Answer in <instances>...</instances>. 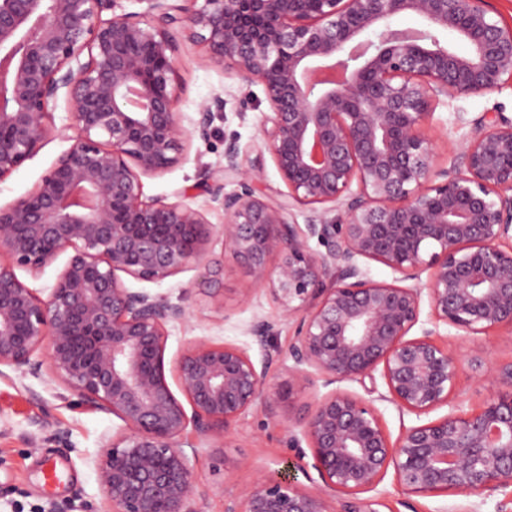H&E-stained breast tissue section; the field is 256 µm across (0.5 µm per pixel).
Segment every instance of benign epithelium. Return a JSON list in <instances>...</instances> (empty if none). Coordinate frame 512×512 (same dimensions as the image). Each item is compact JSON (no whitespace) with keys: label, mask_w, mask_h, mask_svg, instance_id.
Here are the masks:
<instances>
[{"label":"benign epithelium","mask_w":512,"mask_h":512,"mask_svg":"<svg viewBox=\"0 0 512 512\" xmlns=\"http://www.w3.org/2000/svg\"><path fill=\"white\" fill-rule=\"evenodd\" d=\"M116 2L0 0V181L57 132L58 97L77 129L35 187L0 206V368L37 375L47 364L78 404L124 423L97 461L103 512H201L190 454L317 382L327 392L288 422V444L303 456L306 443L324 491L281 472L224 512H378L368 493L390 469L415 496L511 486L512 360L487 368L471 351L472 369L511 392L468 409L452 397L459 356L435 336L442 325L512 328V117L458 113L468 131L446 168L425 124L448 96L512 85V26L490 0H144L142 14L102 19ZM405 15L421 27L392 28ZM178 29L204 45L203 65L263 86L261 136L288 189L267 199L262 169L230 140L224 167L198 185L224 214L218 229L184 194L142 199L141 177L178 165L222 104L184 126ZM296 206L316 216L301 226ZM216 233L251 277L245 296L267 291L294 325L292 364L285 386L269 376L272 358L196 338L175 365L186 407L166 349L191 291L172 303L123 276L161 282L195 268L198 286L215 289ZM311 238L327 251H311ZM64 252L44 298L16 273ZM361 260L393 281L369 278ZM272 329L258 317L249 333L263 349ZM377 374L399 412H448L391 438L371 401L337 387Z\"/></svg>","instance_id":"7a95c632"}]
</instances>
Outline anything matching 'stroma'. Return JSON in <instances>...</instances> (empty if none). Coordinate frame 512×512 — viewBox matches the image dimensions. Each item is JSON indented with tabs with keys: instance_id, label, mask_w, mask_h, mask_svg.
Here are the masks:
<instances>
[{
	"instance_id": "obj_1",
	"label": "stroma",
	"mask_w": 512,
	"mask_h": 512,
	"mask_svg": "<svg viewBox=\"0 0 512 512\" xmlns=\"http://www.w3.org/2000/svg\"><path fill=\"white\" fill-rule=\"evenodd\" d=\"M179 40L178 110L184 125L198 118L199 109L221 98L222 108L214 115L210 141L194 140L176 167L157 176L143 178L144 198L190 193L193 207L202 210L214 225L224 222L222 211L215 209L206 194L197 188L199 172L206 166L224 163V143L236 139L248 160L262 161L264 195L278 198L287 187L265 150L260 131L269 114V105L260 84L238 80L230 71L201 65L203 48L181 33ZM500 107L512 115V88L481 96H456L439 105L429 135L438 140L440 165H449L465 134L454 115L458 112L477 116ZM55 136L16 172L0 181V204L4 205L28 193L59 155L69 149L76 135L65 101L55 108ZM213 258L224 262V289L211 294L194 290L191 315L187 323L170 328L167 362H174L188 342L206 337L216 343H233L245 348L253 360L262 353L248 327L255 317L274 321L269 338L273 363L271 377L288 379V347L293 329L280 321L278 311L266 293L250 292V279L232 257L224 256L221 237L210 243ZM507 328H498L474 336L441 335L462 357L455 397L471 408L481 407L499 391L488 376L476 375L466 355L482 350L487 363L512 360V346L503 338ZM289 405L280 404L276 415L257 410L237 424L227 445L212 444L198 449L192 458L196 482L207 489L201 501L202 512H224V500L245 486L253 485L261 475L289 471L301 487L318 491L322 482L313 468L312 457L295 458L287 447L288 433L283 416ZM122 422L100 410L82 407L68 398L61 384L48 383L46 374L18 378L13 371L0 374V512H102L103 496L94 460L106 447ZM56 469L58 482L46 480L47 469ZM376 495L380 512H512V487L480 495L451 492L442 495L410 496L397 486L393 475H386Z\"/></svg>"
}]
</instances>
